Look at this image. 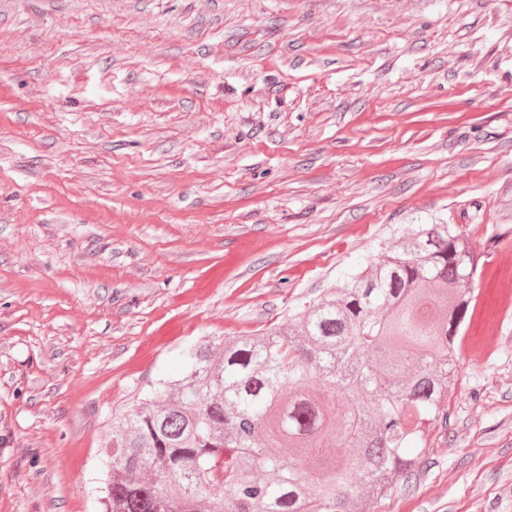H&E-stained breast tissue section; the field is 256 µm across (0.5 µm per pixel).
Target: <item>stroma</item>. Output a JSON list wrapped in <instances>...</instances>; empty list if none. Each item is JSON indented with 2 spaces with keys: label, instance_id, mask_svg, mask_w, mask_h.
<instances>
[{
  "label": "stroma",
  "instance_id": "stroma-1",
  "mask_svg": "<svg viewBox=\"0 0 512 512\" xmlns=\"http://www.w3.org/2000/svg\"><path fill=\"white\" fill-rule=\"evenodd\" d=\"M512 0H0V512H100L112 416L401 224L495 326L382 512H512Z\"/></svg>",
  "mask_w": 512,
  "mask_h": 512
}]
</instances>
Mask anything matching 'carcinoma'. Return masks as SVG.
<instances>
[{
	"mask_svg": "<svg viewBox=\"0 0 512 512\" xmlns=\"http://www.w3.org/2000/svg\"><path fill=\"white\" fill-rule=\"evenodd\" d=\"M393 237L287 322L141 389L112 422L102 512H379L448 418L480 260L456 224ZM328 441L354 458H322Z\"/></svg>",
	"mask_w": 512,
	"mask_h": 512,
	"instance_id": "carcinoma-1",
	"label": "carcinoma"
}]
</instances>
